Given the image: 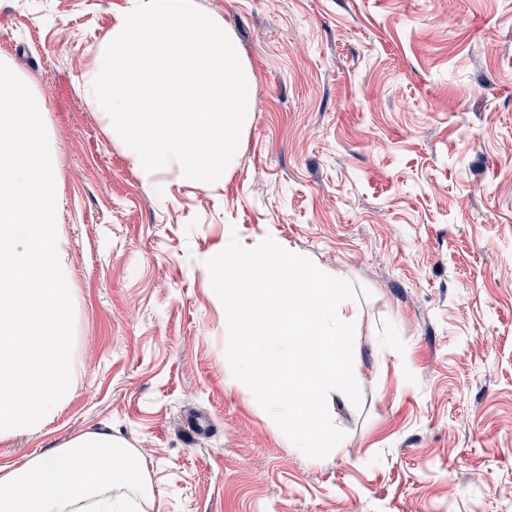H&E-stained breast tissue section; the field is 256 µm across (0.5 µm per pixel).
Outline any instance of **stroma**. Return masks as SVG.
Listing matches in <instances>:
<instances>
[{
  "mask_svg": "<svg viewBox=\"0 0 512 512\" xmlns=\"http://www.w3.org/2000/svg\"><path fill=\"white\" fill-rule=\"evenodd\" d=\"M258 93L212 187L143 179L81 77L129 0H0L74 309L69 395L0 464L107 427L146 512H512V0H195ZM271 237L352 281L361 406L305 456L239 386L207 259Z\"/></svg>",
  "mask_w": 512,
  "mask_h": 512,
  "instance_id": "stroma-1",
  "label": "stroma"
}]
</instances>
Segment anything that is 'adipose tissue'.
Returning a JSON list of instances; mask_svg holds the SVG:
<instances>
[{"label":"adipose tissue","instance_id":"1","mask_svg":"<svg viewBox=\"0 0 512 512\" xmlns=\"http://www.w3.org/2000/svg\"><path fill=\"white\" fill-rule=\"evenodd\" d=\"M150 492L139 450L106 428L0 465V512H129L131 495Z\"/></svg>","mask_w":512,"mask_h":512}]
</instances>
